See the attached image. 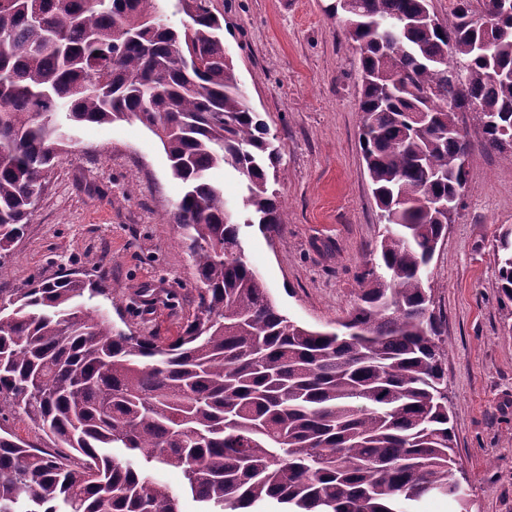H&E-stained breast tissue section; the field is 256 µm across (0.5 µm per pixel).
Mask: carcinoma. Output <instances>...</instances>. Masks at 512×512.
<instances>
[{
  "instance_id": "obj_1",
  "label": "carcinoma",
  "mask_w": 512,
  "mask_h": 512,
  "mask_svg": "<svg viewBox=\"0 0 512 512\" xmlns=\"http://www.w3.org/2000/svg\"><path fill=\"white\" fill-rule=\"evenodd\" d=\"M0 0V268L66 126L135 119L183 185L175 214L197 306L163 345L112 325L107 271L33 281L0 323V420L22 413L54 455L0 426V512H183L156 474L181 471L201 512L466 509L429 265L472 151L456 111L512 165V16L482 33L470 0H334L362 68L361 150L383 224L359 302L329 333L282 315L245 259L241 226L282 231L280 153L247 104L209 0ZM244 179L241 219L211 173ZM512 301V228L495 253ZM122 449L116 456L112 449Z\"/></svg>"
}]
</instances>
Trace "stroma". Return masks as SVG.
Returning <instances> with one entry per match:
<instances>
[{
	"label": "stroma",
	"instance_id": "stroma-1",
	"mask_svg": "<svg viewBox=\"0 0 512 512\" xmlns=\"http://www.w3.org/2000/svg\"><path fill=\"white\" fill-rule=\"evenodd\" d=\"M332 0H210L249 107L282 156L281 235L243 230L249 264L282 314L332 329L358 300L382 226L359 137V51ZM469 188L430 266L456 435L452 474L469 512H512V313L499 293L497 238L512 228V166L484 148L475 112ZM46 175L24 237L0 268V293L107 268L114 324L166 339L192 312L195 270L173 219L182 185L139 121L86 124Z\"/></svg>",
	"mask_w": 512,
	"mask_h": 512
}]
</instances>
